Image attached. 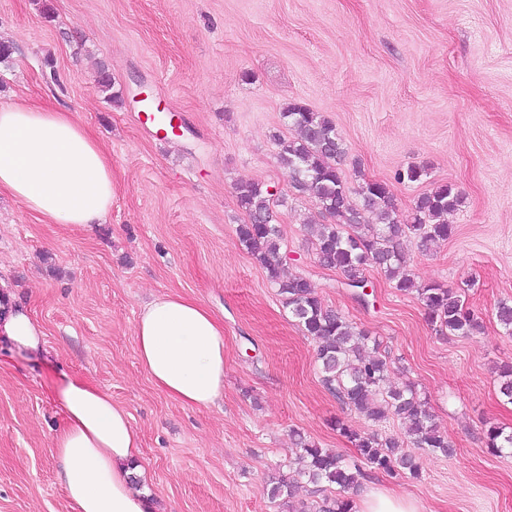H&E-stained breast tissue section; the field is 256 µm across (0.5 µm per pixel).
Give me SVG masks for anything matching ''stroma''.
Wrapping results in <instances>:
<instances>
[{
  "label": "stroma",
  "instance_id": "stroma-1",
  "mask_svg": "<svg viewBox=\"0 0 512 512\" xmlns=\"http://www.w3.org/2000/svg\"><path fill=\"white\" fill-rule=\"evenodd\" d=\"M0 41L13 48L0 101L71 112L112 165L104 224H46L0 196V283L45 334L39 356L0 338V512H72L52 451L66 376L130 413L159 512L314 503L294 464L298 432L357 458L335 423L364 420L324 388L316 344L239 242L241 179L281 202L286 271L380 341L388 385L412 381L454 448L422 455L415 479L365 469L353 502L377 488L422 512H512V454L484 443L487 424L512 430L497 381L512 335L495 317L512 302V0H0ZM292 102L333 122L348 186L387 182L400 221L439 184L461 192L448 241L424 252L407 237L402 250L418 281L465 296L479 333L439 334L415 295L374 271L357 302L319 266L303 225L323 223L321 209L278 158V138L295 135L282 119ZM411 165L426 176L397 180ZM170 292L224 324V392L206 408L166 395L137 357L141 308ZM278 474L292 498L268 497Z\"/></svg>",
  "mask_w": 512,
  "mask_h": 512
}]
</instances>
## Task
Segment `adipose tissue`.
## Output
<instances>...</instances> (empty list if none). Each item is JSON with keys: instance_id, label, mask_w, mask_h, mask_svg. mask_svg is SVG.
<instances>
[{"instance_id": "1", "label": "adipose tissue", "mask_w": 512, "mask_h": 512, "mask_svg": "<svg viewBox=\"0 0 512 512\" xmlns=\"http://www.w3.org/2000/svg\"><path fill=\"white\" fill-rule=\"evenodd\" d=\"M0 193L47 224H101L112 207V165L70 113L18 99L0 104ZM0 334L22 351L44 346L40 324L22 307L0 315ZM135 340L141 366L170 397L206 408L223 393L224 327L196 300L155 296ZM55 401L64 425L53 449L73 512H154L133 482L140 438L127 411L79 378L58 386Z\"/></svg>"}]
</instances>
